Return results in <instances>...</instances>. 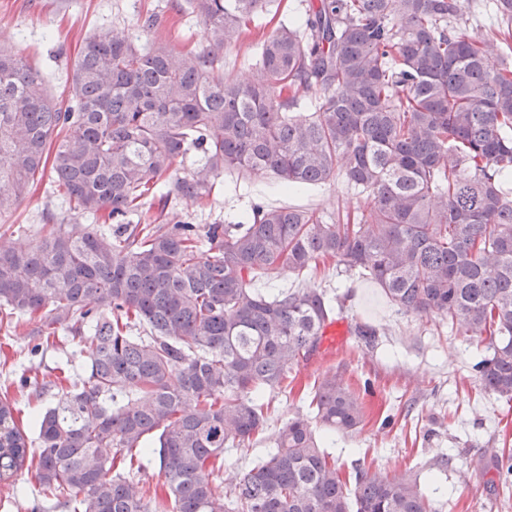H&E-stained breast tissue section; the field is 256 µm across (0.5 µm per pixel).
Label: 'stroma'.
<instances>
[{"mask_svg":"<svg viewBox=\"0 0 512 512\" xmlns=\"http://www.w3.org/2000/svg\"><path fill=\"white\" fill-rule=\"evenodd\" d=\"M177 0H0V49L23 53L41 66L49 91L59 99L71 94V75L83 42L91 35L133 27L139 14L155 10L164 15L161 35L178 48L202 49L207 44L203 23ZM304 0H270L254 19L249 33L224 51V73L234 79L251 75L258 59L259 32H269L305 14ZM309 208L327 217L355 213L364 199L343 178L284 192L269 175L225 174L209 200L169 203L171 219L193 224L226 223L251 203ZM64 218L69 230L93 226L90 217L67 214L54 192L51 175L9 216L0 217V246L24 248L35 242L43 213ZM324 288L347 296L340 320L348 325L370 321L379 329L374 344L349 335L344 344L316 350L294 372L293 389L274 394L263 432L250 447L228 448L224 463L237 472L264 458L277 430L296 412L306 410L304 395L315 380L330 373L352 388L371 381L363 397L365 420L354 432L333 435L327 450L345 471L361 467L389 475L413 470L433 492L437 512H512V495L505 494L491 475L474 476L479 458L512 448V406L505 399L478 390L472 365L475 346L457 336L440 319L402 315L380 305L365 317L366 283L338 272L335 263L319 266L303 278L283 271L269 285L284 288ZM38 319L14 327L0 320V393L8 392L24 413L35 414L55 400L53 382L74 374L88 362L89 352L76 341L41 345ZM38 380L23 388L20 377ZM36 486L33 470L21 469L12 484L0 483V512H31Z\"/></svg>","mask_w":512,"mask_h":512,"instance_id":"stroma-1","label":"stroma"}]
</instances>
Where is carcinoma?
<instances>
[{
	"mask_svg": "<svg viewBox=\"0 0 512 512\" xmlns=\"http://www.w3.org/2000/svg\"><path fill=\"white\" fill-rule=\"evenodd\" d=\"M495 2L487 30L470 0H314L264 35L256 74L227 79L221 54L267 0H186L208 46L91 37L64 108L26 56L0 55V215L49 165L69 212L112 220L0 248V308L90 351L36 418L37 447L0 399V482L35 469L32 512H435L416 477H348L330 458L328 436L363 419L335 375L229 497L216 482L343 309L322 288H255L279 270L333 261L398 313L448 321L481 349V389L512 400V64L490 51L512 38V0ZM230 170L288 190L341 176L366 200L344 219L260 204L227 224L167 219L171 198L203 201ZM135 453L157 458L164 493L141 464L115 471ZM493 464L511 489L512 451Z\"/></svg>",
	"mask_w": 512,
	"mask_h": 512,
	"instance_id": "obj_1",
	"label": "carcinoma"
}]
</instances>
